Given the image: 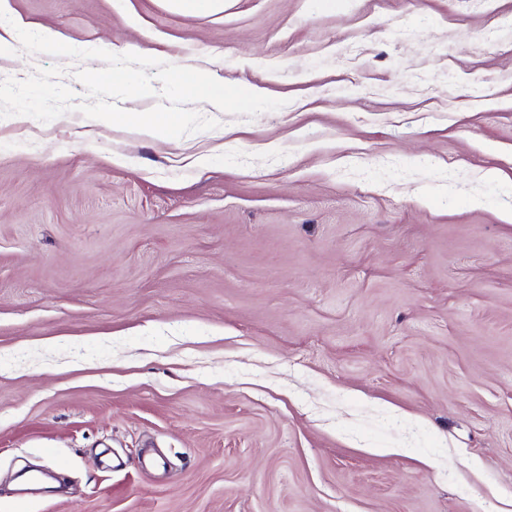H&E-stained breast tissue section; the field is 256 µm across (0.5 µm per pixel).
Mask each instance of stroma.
Instances as JSON below:
<instances>
[{"label":"stroma","instance_id":"35a3bbf8","mask_svg":"<svg viewBox=\"0 0 512 512\" xmlns=\"http://www.w3.org/2000/svg\"><path fill=\"white\" fill-rule=\"evenodd\" d=\"M1 9L235 102L0 119V512H512V0ZM178 13L214 15L224 11V0H165ZM176 84L188 86L192 90L195 103L204 104L215 110H224V105H232L234 98L231 93H225L224 80L203 78L196 69L191 74L187 66H178L172 71Z\"/></svg>","mask_w":512,"mask_h":512}]
</instances>
